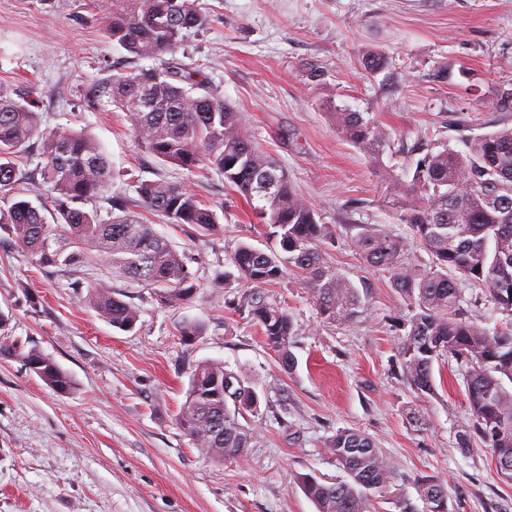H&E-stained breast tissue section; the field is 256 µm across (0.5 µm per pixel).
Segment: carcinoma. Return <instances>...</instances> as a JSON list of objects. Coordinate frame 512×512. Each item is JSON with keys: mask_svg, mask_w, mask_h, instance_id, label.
Masks as SVG:
<instances>
[{"mask_svg": "<svg viewBox=\"0 0 512 512\" xmlns=\"http://www.w3.org/2000/svg\"><path fill=\"white\" fill-rule=\"evenodd\" d=\"M103 15L112 42L135 58H158L178 48L182 34L210 25L202 0H92ZM366 74L385 69L378 52L358 59ZM112 105L132 118L138 145L156 158L189 173L212 166L242 197L257 223L279 249L264 251L239 243L232 263L248 287L243 307L260 327L264 343L285 371L295 367L291 352L293 322L288 312L266 303L261 289L296 272L326 321L352 323L359 317L358 288L324 260L319 244L328 226L292 187L287 170L259 149L246 132L242 113L210 94L193 93L191 73L168 62L161 69L137 68L106 80ZM338 135L358 148L378 170L385 196L400 224L431 255L432 266L411 262V241L362 225L356 236L365 260L389 275L392 288L413 304L410 330L400 355L407 380L419 392L435 389L434 363L453 358L467 367L466 387L474 429L503 480L512 482V128L479 135L459 151L445 143L419 148L412 175H399L382 164L390 146L385 129L370 112L328 103ZM42 140L40 185L52 193L53 223L29 199L12 198L19 181L14 157L34 137ZM110 178L99 146L75 132L40 130L35 102L0 90V225L7 224L18 246L40 267L77 269L99 261L112 273L160 288L165 303L189 300L195 278L184 255L125 200L112 205V218L101 219L79 203L93 197ZM137 206L169 224H190L204 233L221 228L218 214L179 181H142L135 186ZM478 282L489 288L494 310L508 320L490 325L467 316L463 287ZM85 301L113 328L132 330L139 310L112 290L88 287ZM0 355L19 356L53 390L69 394L71 377L36 349L20 351L0 341ZM255 395L224 363L203 361L191 372L186 399L175 422L193 445L214 462L243 456L253 439L241 410L256 407ZM325 447L346 479L323 483L301 478V488L316 512H372L385 493L393 461L364 434L344 429ZM419 496L426 512H448L445 484L425 479Z\"/></svg>", "mask_w": 512, "mask_h": 512, "instance_id": "carcinoma-1", "label": "carcinoma"}]
</instances>
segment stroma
Instances as JSON below:
<instances>
[{"mask_svg": "<svg viewBox=\"0 0 512 512\" xmlns=\"http://www.w3.org/2000/svg\"><path fill=\"white\" fill-rule=\"evenodd\" d=\"M213 20L185 34L175 57L204 92L241 111L251 139L329 225L321 244L336 272L358 288L355 323L322 321L296 273L264 288L288 311L297 365L284 371L239 306L242 283L212 285L233 272L239 242L270 241L249 206L207 168L190 174L148 154L128 113L97 90L112 74L143 66L107 38L89 0H0V87L35 99L45 132L92 137L112 176L84 202L101 219L112 199L134 197L145 180H179L219 215L222 233L148 220L183 253L197 292L162 303L155 288L89 264L42 268L0 228L4 335L55 360L75 383L60 394L17 358L0 356V512H315L298 478L340 476L324 445L341 429L369 436L395 466L375 512L410 503L425 512L424 479H440L448 512H512V483L498 474L478 436L455 360L434 366L436 391L422 394L399 355L413 315L381 270L362 257L355 225L409 236L384 200L371 162L343 141L327 101L371 112L387 129L383 162L396 173L416 160L418 136L463 149L467 139L512 128L495 90L512 84V0H204ZM387 60L365 76L363 49ZM111 289L140 311L130 332L112 328L83 297ZM201 326L184 344L186 322ZM223 362L258 397L239 421L255 431L242 457L218 464L177 427L190 371Z\"/></svg>", "mask_w": 512, "mask_h": 512, "instance_id": "stroma-1", "label": "stroma"}]
</instances>
